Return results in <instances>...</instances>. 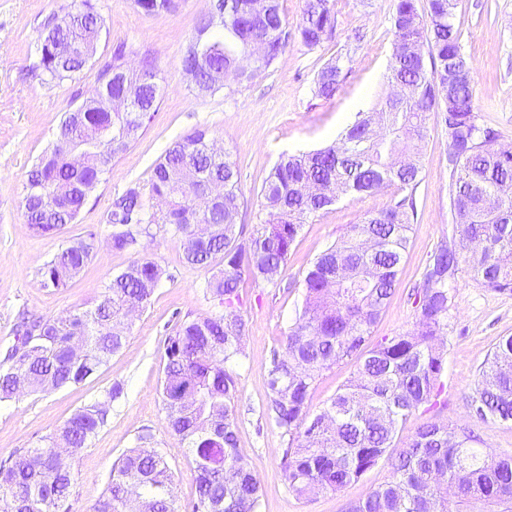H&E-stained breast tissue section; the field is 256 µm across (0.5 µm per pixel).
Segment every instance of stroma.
I'll list each match as a JSON object with an SVG mask.
<instances>
[{
  "instance_id": "35a3bbf8",
  "label": "stroma",
  "mask_w": 512,
  "mask_h": 512,
  "mask_svg": "<svg viewBox=\"0 0 512 512\" xmlns=\"http://www.w3.org/2000/svg\"><path fill=\"white\" fill-rule=\"evenodd\" d=\"M67 2L0 0V357L15 342L13 328L20 313L53 319L89 308L113 274L130 264L132 254L114 251L109 244L107 215L129 187L147 186L154 164L172 142L197 128L209 130L218 151L238 167L243 205L237 221L252 233L265 219L258 191L279 157L330 144L356 111H368L388 91L394 0H336L331 40L312 50L290 40L269 71L253 83L229 80L221 92L206 96L184 73L181 59L213 0H181L176 11L159 15L145 14L133 0H92L105 20L99 56L124 47L133 68L139 67L142 53L155 56L160 109L140 140L112 162L77 223L39 236L30 231L22 206L28 171L53 142L64 113L97 86L94 63L59 84L41 81L31 72L42 22ZM459 17L462 51L473 68L474 108L482 122L497 130L499 145L512 146V0H460ZM338 55L350 59L340 89L330 100L315 96L318 71ZM422 165L410 244L396 290L373 328L377 340L414 329V290L423 283L431 255L440 244L459 240L448 199V132L434 119L422 143ZM400 197L393 187L340 197L304 224L278 278L242 290L247 355L232 370L238 382L239 450L263 492L258 512H345L348 503L365 499L390 478L383 460L341 491L298 499L283 476L286 440L265 407L268 360L287 335L300 299L295 283L343 236L347 225L361 223ZM90 231L97 235L98 248L85 270L68 288L45 286L40 275L44 264ZM146 254L164 274L150 303L133 318L122 352L82 383L0 402L1 462L39 446L78 409L102 398L111 386H122L107 424L87 448L68 459L75 475L71 512H89L104 493L114 462L147 434L152 447L167 453L182 512L195 498V455L167 428L160 381L166 339L178 320L213 310L201 292L207 273L183 261L181 240L170 232L157 236ZM506 336H512V293L482 288L467 270H459L443 335L445 403L432 412L416 411L398 432L396 446L406 445L422 422L432 420L468 428L478 448L492 456H512V425L478 419L471 409L479 374Z\"/></svg>"
}]
</instances>
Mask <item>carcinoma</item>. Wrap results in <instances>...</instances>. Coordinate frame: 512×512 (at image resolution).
I'll return each instance as SVG.
<instances>
[{
  "mask_svg": "<svg viewBox=\"0 0 512 512\" xmlns=\"http://www.w3.org/2000/svg\"><path fill=\"white\" fill-rule=\"evenodd\" d=\"M223 13L200 19L181 60L197 72L196 89L224 88L217 76L233 74L250 83L269 69L295 38L309 49L336 30L335 0H303L294 32L280 8L267 0L262 13L254 0H217ZM459 0H427L425 27L417 0H395L391 65L387 82L412 89L408 98L386 99L346 126L331 144L286 155L263 179L258 195L267 220L245 238L236 219L240 209L236 163L215 157L206 129H196L167 148L154 165L148 190L130 187L112 205L110 244L117 252L140 253L142 241L170 230L181 238L183 259L211 272L202 287L215 312L179 321L168 338L161 378L166 423L196 457L192 512H257L260 485L238 450L235 399L237 378L229 365L245 357L247 319L241 309L243 279L256 286L272 282L310 215L329 209L342 195H364L394 186L406 195L394 205L350 224L344 236L313 262L301 284V302L282 346L272 352L267 376V414L288 437L282 468L289 491L300 499L339 491L385 458L390 480L347 512H460L475 503L512 506V460L475 447L464 428L426 421L403 448L397 431L418 409L441 404L447 364L442 336L448 328L452 283L465 266L482 288L512 292V149L495 144L496 130L480 121L472 100L473 72L462 53ZM148 15L169 12L177 0H134ZM104 18L92 0H71L45 20L38 37L48 44L33 66L37 75L63 82L95 58ZM349 59L329 60L314 81L315 94L336 95ZM101 89L126 96L132 112H111L87 99L81 120L104 132L86 149L85 163L72 164L67 135H77L73 112L64 114L53 145L33 163L23 207L33 233L44 236L78 220L111 162L129 150L158 112L160 87L155 57L140 68L126 65L115 50L98 71ZM434 116L448 129L449 195L463 187L454 211L462 247L444 244L434 253L416 293L414 330L371 341L410 243L411 216L422 181L419 143ZM224 184V197L205 196L211 181ZM198 224H210L206 244L194 238ZM96 235L87 247H66L41 269L44 284L64 289L91 261ZM163 270L152 258H135L112 278L107 291L84 311L56 319L22 321L16 344L0 362V402L18 389L13 376L26 375L30 392L80 384L95 375L127 341L126 308L144 309ZM356 364L345 385L315 416L312 389L323 372ZM119 384L77 410L44 446L29 448L0 465V512H70L74 475L57 470L55 448L79 453L104 427ZM477 415L512 423V336L496 344L481 371L473 397ZM180 512L171 468L158 448L138 445L113 465L105 492L91 512Z\"/></svg>",
  "mask_w": 512,
  "mask_h": 512,
  "instance_id": "1",
  "label": "carcinoma"
}]
</instances>
